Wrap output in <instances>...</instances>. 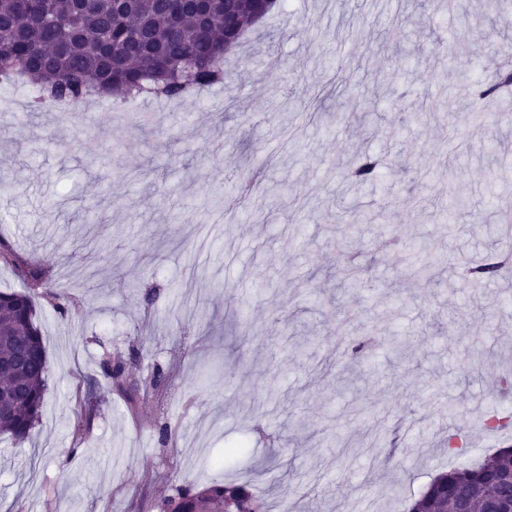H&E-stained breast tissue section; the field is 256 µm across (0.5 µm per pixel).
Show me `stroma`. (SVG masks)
I'll return each mask as SVG.
<instances>
[{"instance_id": "obj_1", "label": "stroma", "mask_w": 512, "mask_h": 512, "mask_svg": "<svg viewBox=\"0 0 512 512\" xmlns=\"http://www.w3.org/2000/svg\"><path fill=\"white\" fill-rule=\"evenodd\" d=\"M510 43L512 0L445 13L284 0L197 97L139 98L132 112L100 99L62 120L14 89L0 107V243L69 302L37 303L44 404L28 439L0 435V512H130L224 478L251 480L269 512H404L449 459L512 445V429L483 426L512 412L498 395L512 378V265L477 288L460 276L512 241V124L468 87L493 79ZM394 121V137L372 135ZM366 150L379 184L348 194L342 172ZM449 181L468 204L452 235ZM340 203L429 242L440 279L412 274L375 229L338 223ZM349 254L364 268L353 288L338 274ZM353 340L362 358L344 356ZM118 360L133 386L171 368L165 397L130 407L104 374ZM91 385L107 401L82 426Z\"/></svg>"}]
</instances>
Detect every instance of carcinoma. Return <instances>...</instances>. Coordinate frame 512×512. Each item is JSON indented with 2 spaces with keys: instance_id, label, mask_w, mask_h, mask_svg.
I'll return each instance as SVG.
<instances>
[{
  "instance_id": "1",
  "label": "carcinoma",
  "mask_w": 512,
  "mask_h": 512,
  "mask_svg": "<svg viewBox=\"0 0 512 512\" xmlns=\"http://www.w3.org/2000/svg\"><path fill=\"white\" fill-rule=\"evenodd\" d=\"M226 0H209L207 19L192 10L175 13L168 0H0V83L30 88L35 110L46 105H78L93 96L146 95L168 100L190 96L196 89L224 83V54L240 46L257 22L244 17L241 27L224 37ZM478 98L507 99L512 94V69L501 68L491 83L477 84ZM378 160L360 155L350 166L352 189L372 185ZM26 282L22 292H0V356L23 340L20 368L0 366V388L12 400L0 406V433L27 439L38 418L48 377V360L36 322V290L46 287V274L12 251L0 253ZM501 264L493 259L466 269L468 283L481 285L497 277ZM101 400L88 390L81 418L90 422ZM512 469V448L482 462L438 474L407 506V512H453L448 488L475 490L472 512H494L512 496L501 475ZM265 512L247 482L226 480L187 485L156 504L158 512Z\"/></svg>"
}]
</instances>
